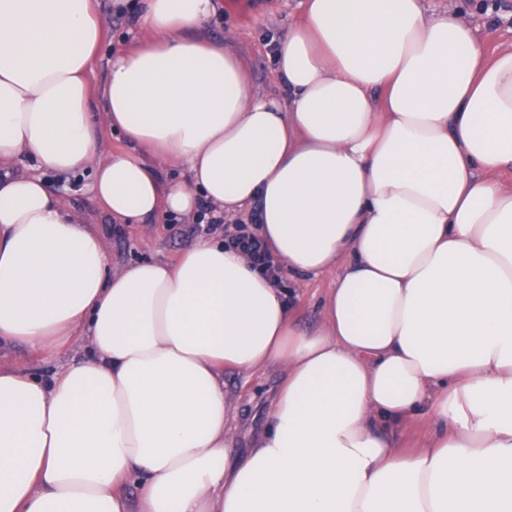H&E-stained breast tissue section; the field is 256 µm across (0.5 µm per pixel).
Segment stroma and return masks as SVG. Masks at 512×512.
Wrapping results in <instances>:
<instances>
[{
	"label": "stroma",
	"instance_id": "35a3bbf8",
	"mask_svg": "<svg viewBox=\"0 0 512 512\" xmlns=\"http://www.w3.org/2000/svg\"><path fill=\"white\" fill-rule=\"evenodd\" d=\"M224 9L210 28L213 36L223 38L241 57L255 85L276 91V77L269 59L273 40L289 23L303 16L302 0H262V8L252 7L250 0H222ZM104 24V39L88 72L91 90H98L102 78L117 52L149 39L148 30L137 28L117 15L112 0H97ZM430 12L455 13L472 26L486 53L494 54L512 47V0H425ZM51 188L80 218L90 224L103 240L113 269L140 261H172L200 236L195 222H161L129 224L124 231L113 230L109 220L92 201L87 177L71 179L53 177ZM286 287L297 296L296 314L305 327L317 325L323 314V300L336 282L335 274L317 277H284ZM85 342H77L64 355L53 356L31 350L23 343L0 345V369L49 375L65 368L86 352ZM283 378L281 368L269 367L251 374L225 372L224 388L230 401V452L238 456L251 448L263 430L274 394Z\"/></svg>",
	"mask_w": 512,
	"mask_h": 512
}]
</instances>
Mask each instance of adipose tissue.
<instances>
[{"label": "adipose tissue", "instance_id": "1", "mask_svg": "<svg viewBox=\"0 0 512 512\" xmlns=\"http://www.w3.org/2000/svg\"><path fill=\"white\" fill-rule=\"evenodd\" d=\"M304 5L269 94L209 35L220 0H143L153 37L94 100L93 0H0V342L91 346L48 380L0 370V512H512V191L489 176L512 173V48L424 0ZM103 122L127 144L105 159ZM88 166L112 223L250 207L258 254L110 271L43 178ZM284 269L338 271L316 327ZM272 366L232 456L224 374ZM429 422L426 418H419L399 437L402 448H417L426 439L429 433Z\"/></svg>", "mask_w": 512, "mask_h": 512}]
</instances>
